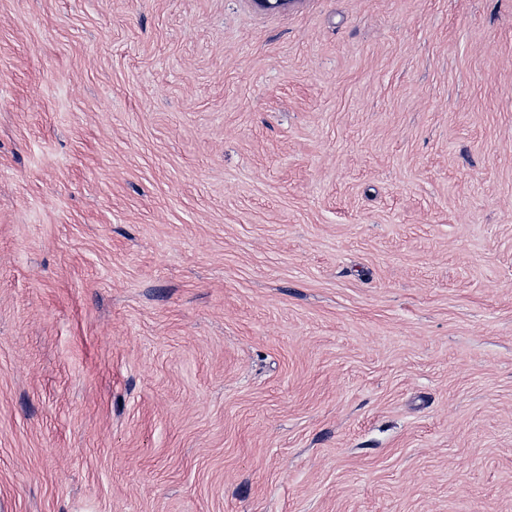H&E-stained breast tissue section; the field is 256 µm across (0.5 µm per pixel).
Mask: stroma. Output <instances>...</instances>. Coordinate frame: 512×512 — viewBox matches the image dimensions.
<instances>
[{
  "label": "stroma",
  "mask_w": 512,
  "mask_h": 512,
  "mask_svg": "<svg viewBox=\"0 0 512 512\" xmlns=\"http://www.w3.org/2000/svg\"><path fill=\"white\" fill-rule=\"evenodd\" d=\"M0 512H512V0H0Z\"/></svg>",
  "instance_id": "stroma-1"
}]
</instances>
